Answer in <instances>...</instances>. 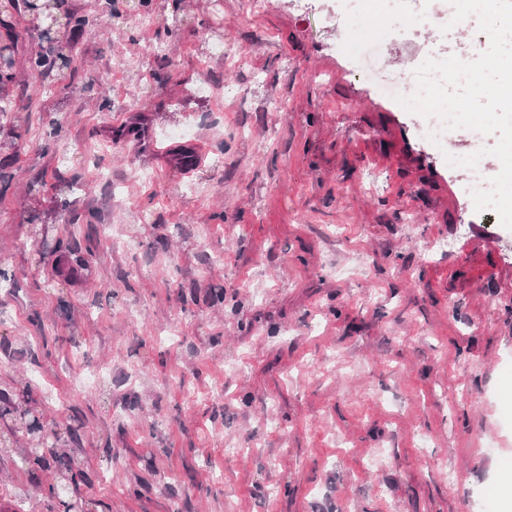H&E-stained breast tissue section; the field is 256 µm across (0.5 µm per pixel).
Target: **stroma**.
Instances as JSON below:
<instances>
[{
  "instance_id": "stroma-1",
  "label": "stroma",
  "mask_w": 512,
  "mask_h": 512,
  "mask_svg": "<svg viewBox=\"0 0 512 512\" xmlns=\"http://www.w3.org/2000/svg\"><path fill=\"white\" fill-rule=\"evenodd\" d=\"M66 7L74 91L27 70L42 17L0 27V406L58 457L0 423V512L70 471L89 512H511L512 229L445 159L496 136L426 140L333 0ZM453 14L419 0L381 68L474 60Z\"/></svg>"
}]
</instances>
